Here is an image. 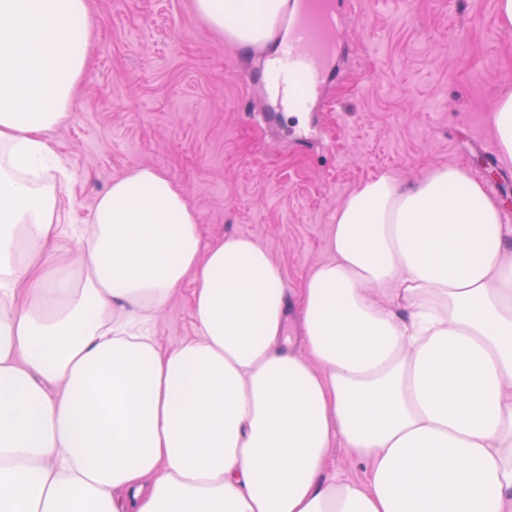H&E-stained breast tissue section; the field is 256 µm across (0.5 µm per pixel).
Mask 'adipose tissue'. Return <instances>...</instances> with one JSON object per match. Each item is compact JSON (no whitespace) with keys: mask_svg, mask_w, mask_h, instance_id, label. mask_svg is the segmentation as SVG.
I'll return each instance as SVG.
<instances>
[{"mask_svg":"<svg viewBox=\"0 0 512 512\" xmlns=\"http://www.w3.org/2000/svg\"><path fill=\"white\" fill-rule=\"evenodd\" d=\"M288 0H194L241 49ZM87 0H0V512H512V226L466 169L385 173L291 296L255 241L203 244L135 167L64 226L51 132L90 63ZM80 259L42 269L65 238ZM201 338L147 324L185 280ZM367 481L326 468L336 444Z\"/></svg>","mask_w":512,"mask_h":512,"instance_id":"ef3b65f1","label":"adipose tissue"}]
</instances>
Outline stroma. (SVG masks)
<instances>
[{"label": "stroma", "mask_w": 512, "mask_h": 512, "mask_svg": "<svg viewBox=\"0 0 512 512\" xmlns=\"http://www.w3.org/2000/svg\"><path fill=\"white\" fill-rule=\"evenodd\" d=\"M497 0H340L343 49L317 96L282 107L265 49L242 50L200 22L192 0H88L91 64L52 133L70 170L60 213L91 219L97 197L136 166L167 172L199 215L203 242L244 235L291 290L330 258L348 196L380 173L411 183L456 165L508 201L512 171L472 150L512 92V27ZM194 286L155 313L161 349L197 339Z\"/></svg>", "instance_id": "35a3bbf8"}]
</instances>
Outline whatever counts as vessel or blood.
I'll return each instance as SVG.
<instances>
[{
	"label": "vessel or blood",
	"mask_w": 512,
	"mask_h": 512,
	"mask_svg": "<svg viewBox=\"0 0 512 512\" xmlns=\"http://www.w3.org/2000/svg\"><path fill=\"white\" fill-rule=\"evenodd\" d=\"M338 20L326 0H303L293 34L278 57L279 84L297 82L302 97L316 94L326 76L325 56Z\"/></svg>",
	"instance_id": "vessel-or-blood-1"
}]
</instances>
